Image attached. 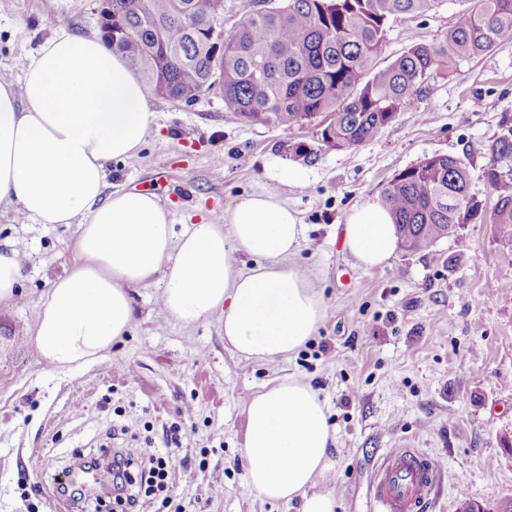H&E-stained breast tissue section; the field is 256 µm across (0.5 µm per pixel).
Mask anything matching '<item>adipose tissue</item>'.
<instances>
[{
	"mask_svg": "<svg viewBox=\"0 0 512 512\" xmlns=\"http://www.w3.org/2000/svg\"><path fill=\"white\" fill-rule=\"evenodd\" d=\"M155 119L151 93L123 54L62 24L28 56L19 82L0 80V206L75 228L76 260L40 305V359L63 370L98 361L131 328L130 289L158 278L171 317L191 325L219 316L225 343L245 358L297 352L324 304L313 277L289 262L304 237L296 211L258 193L178 234L155 195L107 192L109 163L134 154ZM341 240L366 269L389 265L400 244L377 202L348 212ZM242 254L252 268H239ZM246 418L252 488L272 501L302 498L303 512H334L332 494L318 487L336 443L318 393L281 380L251 398Z\"/></svg>",
	"mask_w": 512,
	"mask_h": 512,
	"instance_id": "obj_1",
	"label": "adipose tissue"
}]
</instances>
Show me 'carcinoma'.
Masks as SVG:
<instances>
[{"instance_id": "obj_1", "label": "carcinoma", "mask_w": 512, "mask_h": 512, "mask_svg": "<svg viewBox=\"0 0 512 512\" xmlns=\"http://www.w3.org/2000/svg\"><path fill=\"white\" fill-rule=\"evenodd\" d=\"M439 0H249L238 26L215 31L224 0H106L102 38L125 55L156 96L191 103L218 84L224 104L249 124L285 130L320 117V145L355 148L391 123L407 99L458 62L512 41V0H473L436 43H416L379 68L389 22ZM492 153L512 156V128ZM478 178L497 193L490 216L512 253V175L492 161L473 175L460 158L434 154L399 171L381 203L401 246L424 251L484 216Z\"/></svg>"}]
</instances>
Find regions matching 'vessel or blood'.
Listing matches in <instances>:
<instances>
[{
  "label": "vessel or blood",
  "instance_id": "obj_1",
  "mask_svg": "<svg viewBox=\"0 0 512 512\" xmlns=\"http://www.w3.org/2000/svg\"><path fill=\"white\" fill-rule=\"evenodd\" d=\"M437 484V468L427 454L416 448L387 449L373 462L371 512H428Z\"/></svg>",
  "mask_w": 512,
  "mask_h": 512
}]
</instances>
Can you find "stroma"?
<instances>
[{"label": "stroma", "instance_id": "stroma-1", "mask_svg": "<svg viewBox=\"0 0 512 512\" xmlns=\"http://www.w3.org/2000/svg\"><path fill=\"white\" fill-rule=\"evenodd\" d=\"M471 5L440 0L393 21L381 63L417 42L441 39ZM100 36L99 0H0V78L19 80L28 52L52 36V17ZM156 126L138 152L112 161L110 189L149 192L175 231L220 214L226 200L269 191L298 211L305 238L292 257L316 275L324 316L304 348L274 363L247 360L212 316L192 325L161 304L162 280L131 289L134 319L107 356L74 371L47 367L32 335L50 283L75 253V228L39 224L0 208V246L18 251L23 275L0 304V512H81L113 502L111 483L76 500L58 479L109 447L157 455L182 479L139 512H302L301 500H264L247 483L245 408L274 380L295 376L325 401L336 431L324 485L336 512H370L375 453L408 444L440 475L430 512H481L512 504V257L489 224H468L421 252L398 249L365 270L336 233L348 211L379 200L391 178L433 154L479 172L512 127V41L461 60L429 92L411 96L375 138L343 151L318 148L311 125L245 123L220 92L185 104L152 97ZM313 155H295L297 144ZM457 264H449L452 253Z\"/></svg>", "mask_w": 512, "mask_h": 512}]
</instances>
